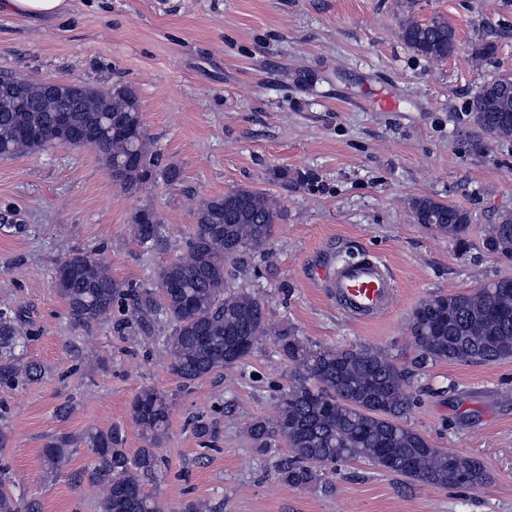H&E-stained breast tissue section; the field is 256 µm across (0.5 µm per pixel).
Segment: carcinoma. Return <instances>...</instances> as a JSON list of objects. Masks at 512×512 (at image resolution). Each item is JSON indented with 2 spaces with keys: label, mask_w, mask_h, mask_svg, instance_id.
<instances>
[{
  "label": "carcinoma",
  "mask_w": 512,
  "mask_h": 512,
  "mask_svg": "<svg viewBox=\"0 0 512 512\" xmlns=\"http://www.w3.org/2000/svg\"><path fill=\"white\" fill-rule=\"evenodd\" d=\"M400 36L432 63L456 52L455 30L443 19L421 23L409 17ZM492 42L476 43L472 60L480 66L494 56ZM512 76L484 83L468 105L470 122L494 140L512 138ZM81 100L70 113L75 135L95 129L98 158L112 181L131 193L157 180L178 181L174 167L160 168L154 140L142 119L136 93L128 86L99 88L69 81ZM59 113L42 97V83L15 71H0V148L5 156L36 154L57 145ZM134 128L124 141L112 140V120ZM419 224L462 244L469 233V212L430 197L411 201ZM278 200L246 187L200 201L184 253L157 272L152 287H127L112 278L110 267L85 252L60 261L53 287L75 324L88 327L127 302L125 327L150 328L165 323L169 369L185 383L208 377L249 357L261 338H276L293 381L281 393L273 414L247 426L253 447L269 451L283 444L287 454L274 464L277 478L290 487L309 489L323 483L326 472L344 461H361L437 487L483 484L487 475L475 459L435 447L409 427L412 405L406 369L379 348H331L308 343L295 328L278 326L263 314L264 304L243 285L226 278L227 266L247 251H264L280 219ZM133 238L152 246L162 238L163 218L143 207L131 219ZM493 253L512 250V217L494 224L486 238ZM416 352L414 364L454 361L495 362L512 357V277L480 284L463 293L436 294L422 300L407 319ZM21 346L16 324L0 319V379L35 378L40 368L16 352ZM171 399L153 387L142 389L131 405V418L144 447L133 455L122 448L117 428L92 431L84 442L95 456L91 484L105 488L99 512H161L146 490L158 477V449L168 439ZM13 482L0 478V512H40L39 502L15 494Z\"/></svg>",
  "instance_id": "carcinoma-1"
}]
</instances>
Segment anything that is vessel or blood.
I'll list each match as a JSON object with an SVG mask.
<instances>
[{
    "label": "vessel or blood",
    "instance_id": "b4317fda",
    "mask_svg": "<svg viewBox=\"0 0 512 512\" xmlns=\"http://www.w3.org/2000/svg\"><path fill=\"white\" fill-rule=\"evenodd\" d=\"M328 281L337 305L357 320L382 313L393 298V279L387 268L376 261H355L336 267Z\"/></svg>",
    "mask_w": 512,
    "mask_h": 512
}]
</instances>
